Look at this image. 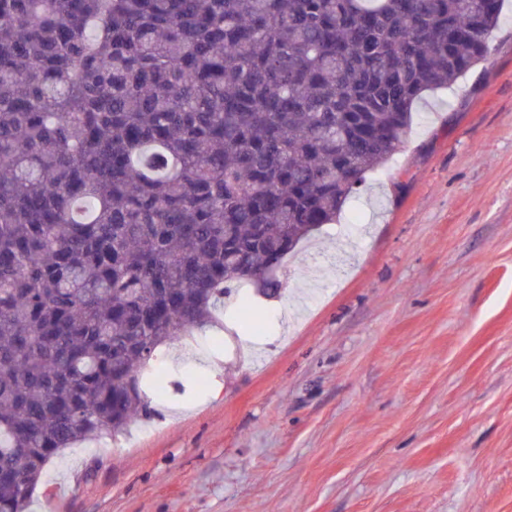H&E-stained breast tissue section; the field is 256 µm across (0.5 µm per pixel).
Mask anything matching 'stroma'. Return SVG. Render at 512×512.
Instances as JSON below:
<instances>
[{
    "instance_id": "1",
    "label": "stroma",
    "mask_w": 512,
    "mask_h": 512,
    "mask_svg": "<svg viewBox=\"0 0 512 512\" xmlns=\"http://www.w3.org/2000/svg\"><path fill=\"white\" fill-rule=\"evenodd\" d=\"M280 278L162 348L185 394L60 451L26 512H512V0Z\"/></svg>"
}]
</instances>
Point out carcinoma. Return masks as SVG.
Wrapping results in <instances>:
<instances>
[{
	"mask_svg": "<svg viewBox=\"0 0 512 512\" xmlns=\"http://www.w3.org/2000/svg\"><path fill=\"white\" fill-rule=\"evenodd\" d=\"M501 0H0V512L484 60Z\"/></svg>",
	"mask_w": 512,
	"mask_h": 512,
	"instance_id": "1",
	"label": "carcinoma"
}]
</instances>
